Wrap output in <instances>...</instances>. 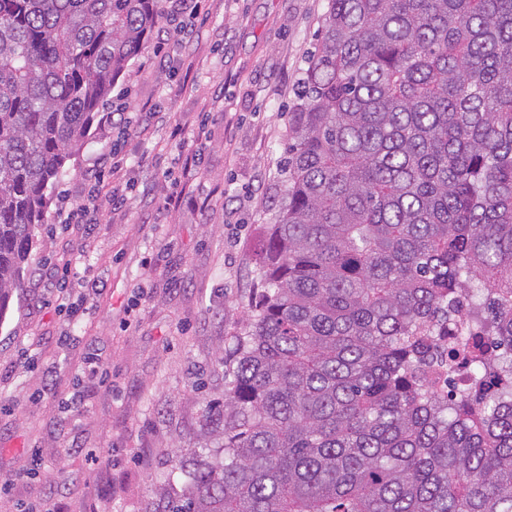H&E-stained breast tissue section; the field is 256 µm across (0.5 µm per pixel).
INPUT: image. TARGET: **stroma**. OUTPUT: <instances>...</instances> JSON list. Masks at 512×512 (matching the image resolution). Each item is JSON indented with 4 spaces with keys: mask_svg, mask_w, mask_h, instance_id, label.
<instances>
[{
    "mask_svg": "<svg viewBox=\"0 0 512 512\" xmlns=\"http://www.w3.org/2000/svg\"><path fill=\"white\" fill-rule=\"evenodd\" d=\"M327 7L202 0L182 41H149L115 82L0 315V473L31 471L0 512H143L202 399L223 394L217 360L251 314L256 260L285 203L288 112ZM118 106L129 125L113 123ZM111 155L120 177L89 179ZM114 192L126 209L58 217ZM92 354L103 378L84 371ZM76 393L84 408L65 410Z\"/></svg>",
    "mask_w": 512,
    "mask_h": 512,
    "instance_id": "1",
    "label": "stroma"
}]
</instances>
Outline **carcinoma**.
I'll return each instance as SVG.
<instances>
[{"instance_id":"obj_1","label":"carcinoma","mask_w":512,"mask_h":512,"mask_svg":"<svg viewBox=\"0 0 512 512\" xmlns=\"http://www.w3.org/2000/svg\"><path fill=\"white\" fill-rule=\"evenodd\" d=\"M161 2L0 0V310ZM287 137L223 395L145 512H512V0H328Z\"/></svg>"}]
</instances>
